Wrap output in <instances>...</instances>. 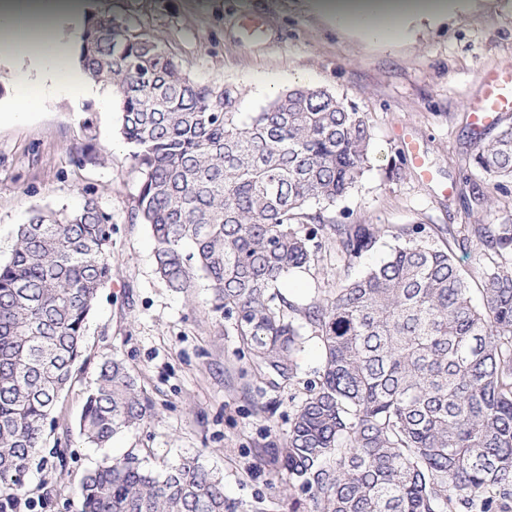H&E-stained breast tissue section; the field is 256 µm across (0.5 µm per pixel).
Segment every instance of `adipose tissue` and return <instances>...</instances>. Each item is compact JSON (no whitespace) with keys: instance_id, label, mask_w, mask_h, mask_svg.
Listing matches in <instances>:
<instances>
[{"instance_id":"obj_1","label":"adipose tissue","mask_w":512,"mask_h":512,"mask_svg":"<svg viewBox=\"0 0 512 512\" xmlns=\"http://www.w3.org/2000/svg\"><path fill=\"white\" fill-rule=\"evenodd\" d=\"M472 0H305L309 9L366 38L396 37L410 23L442 20ZM85 0H0V44L14 56L12 121H24L45 100L66 95L110 108L106 88L90 83L76 62L79 47L67 23L88 21Z\"/></svg>"}]
</instances>
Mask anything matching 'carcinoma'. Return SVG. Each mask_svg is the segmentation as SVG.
<instances>
[{
	"mask_svg": "<svg viewBox=\"0 0 512 512\" xmlns=\"http://www.w3.org/2000/svg\"><path fill=\"white\" fill-rule=\"evenodd\" d=\"M81 36L86 74L109 84L120 132L144 173L135 216L157 271L235 317L270 385L293 380L315 338L320 379L263 462L309 494L310 512H456L512 489V224H465V273L423 223L363 274L299 306L274 293L325 248L348 270L379 247L378 224L325 216L370 161L368 117L324 89L296 87L248 119L228 89L194 82L145 27L112 10ZM486 204L512 195V125L478 145ZM320 204L310 208V202ZM109 217L92 198L19 225L0 264V496L19 491L82 356L86 323L112 279ZM478 291L482 304L473 303ZM153 402L125 363L99 368L79 432L95 447L146 424ZM79 512H241L198 455L151 468L106 457L75 488Z\"/></svg>",
	"mask_w": 512,
	"mask_h": 512,
	"instance_id": "carcinoma-1",
	"label": "carcinoma"
}]
</instances>
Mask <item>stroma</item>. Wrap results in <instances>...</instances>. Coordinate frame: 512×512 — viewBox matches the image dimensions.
I'll return each mask as SVG.
<instances>
[{
    "instance_id": "35a3bbf8",
    "label": "stroma",
    "mask_w": 512,
    "mask_h": 512,
    "mask_svg": "<svg viewBox=\"0 0 512 512\" xmlns=\"http://www.w3.org/2000/svg\"><path fill=\"white\" fill-rule=\"evenodd\" d=\"M92 2L95 10L144 25L191 80L231 90L243 115L300 86L325 89L366 113L370 164L330 213L346 224L383 225L381 252L411 224H428L432 244L441 247L446 228L512 223L511 198L492 210L477 202L492 186L476 176L474 161L478 144L512 124V113L481 129L469 116L470 102L483 90L482 75L512 70V0H476L449 21L420 22L394 41L367 40L332 25L301 0ZM10 73L0 46V260H8L19 225L40 209L71 211L91 196L112 223V279L99 292L84 353L17 493L16 512H78L74 489L82 477L104 455L130 451L153 467L200 455L223 476L225 495L246 512H308L307 494L256 459L262 449L280 445L294 404L317 380V341L309 340L300 353L296 378L267 386L242 352L233 320L212 311L206 281L187 297L157 273L153 238L135 217L144 174L120 134L119 107L104 110L59 97L16 124L3 117ZM88 143L98 160L76 163V147ZM410 144L424 157L429 177L408 160ZM374 262L370 256L346 271L335 253L325 252L279 288L305 304ZM113 354L147 390L154 415L104 450L91 447L77 423L101 362Z\"/></svg>"
}]
</instances>
